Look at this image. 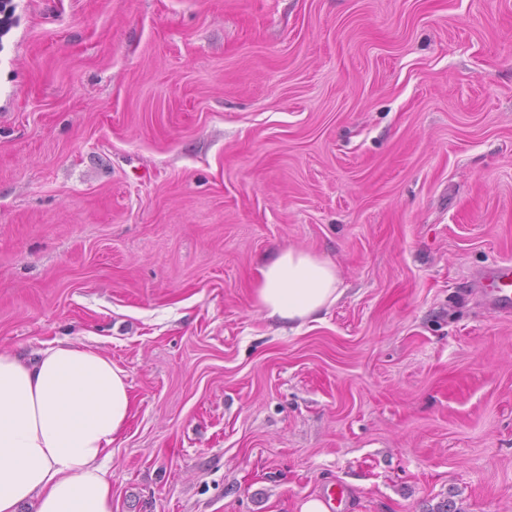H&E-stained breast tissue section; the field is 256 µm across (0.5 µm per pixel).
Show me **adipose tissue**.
Segmentation results:
<instances>
[{
	"label": "adipose tissue",
	"mask_w": 512,
	"mask_h": 512,
	"mask_svg": "<svg viewBox=\"0 0 512 512\" xmlns=\"http://www.w3.org/2000/svg\"><path fill=\"white\" fill-rule=\"evenodd\" d=\"M336 267L297 248L259 270L267 320H319L341 297ZM127 375L98 349L58 340L0 350V512H112V445L130 419Z\"/></svg>",
	"instance_id": "1"
}]
</instances>
